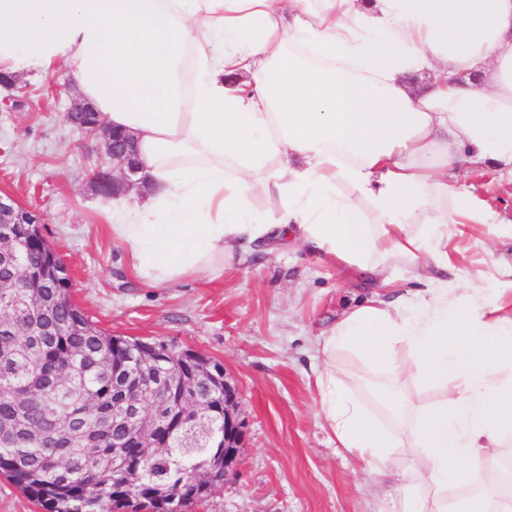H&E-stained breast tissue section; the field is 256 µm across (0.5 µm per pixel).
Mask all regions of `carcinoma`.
Instances as JSON below:
<instances>
[{
    "instance_id": "1",
    "label": "carcinoma",
    "mask_w": 512,
    "mask_h": 512,
    "mask_svg": "<svg viewBox=\"0 0 512 512\" xmlns=\"http://www.w3.org/2000/svg\"><path fill=\"white\" fill-rule=\"evenodd\" d=\"M19 239V252L34 264L32 268H2L0 277L22 276L24 294H0V425L16 420L17 404L11 389L25 396L23 430L0 436V475L26 494L44 512H114L120 506L136 504L144 512H177L194 498H206L223 482L224 428L221 424L224 367L209 369V361L194 358L178 349L156 362L152 349L137 342H121V360L153 374L180 389L185 380L210 395L212 427L197 448H182L188 428L179 423L180 408L166 411L168 428L157 434L158 448L150 457L141 456L137 442L127 440L125 458L112 465V440L125 431L108 429L100 446L89 448L81 432L68 430L63 436L44 429L46 419L87 410L86 420L95 421L98 412L112 418V341L114 337L75 304L69 279L54 288L44 287L41 266L59 257L41 235L38 226L20 224L11 228ZM50 323V335L41 343L29 336L32 325ZM56 455L69 463L68 477L47 465ZM139 471L136 481H127L125 471ZM209 471L214 481L191 484L197 471Z\"/></svg>"
}]
</instances>
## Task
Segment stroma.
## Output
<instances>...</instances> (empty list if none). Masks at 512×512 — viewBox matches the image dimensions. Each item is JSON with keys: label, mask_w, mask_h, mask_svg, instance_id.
<instances>
[{"label": "stroma", "mask_w": 512, "mask_h": 512, "mask_svg": "<svg viewBox=\"0 0 512 512\" xmlns=\"http://www.w3.org/2000/svg\"><path fill=\"white\" fill-rule=\"evenodd\" d=\"M22 107L0 112V191L44 214L42 236L66 263L75 303L108 333L163 340L223 365L245 423L237 474L189 512H386V481L336 446L318 412L319 336L371 292L300 244L251 252L218 277L148 286L115 242L91 188L97 138L63 121L70 69L27 80ZM461 182L512 219V190L470 165Z\"/></svg>", "instance_id": "1"}]
</instances>
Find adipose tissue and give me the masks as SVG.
Segmentation results:
<instances>
[{
  "mask_svg": "<svg viewBox=\"0 0 512 512\" xmlns=\"http://www.w3.org/2000/svg\"><path fill=\"white\" fill-rule=\"evenodd\" d=\"M61 65L134 139L146 191L103 213L143 283L292 237L366 275L374 292L319 342L337 446L383 476L412 449L401 512H512L495 463L512 445V279L436 275L493 218L458 165L512 181V0H0V72ZM345 354L375 375L386 424L337 376Z\"/></svg>",
  "mask_w": 512,
  "mask_h": 512,
  "instance_id": "obj_1",
  "label": "adipose tissue"
}]
</instances>
